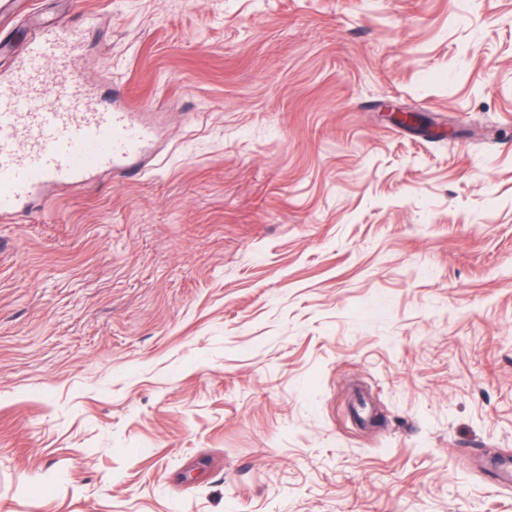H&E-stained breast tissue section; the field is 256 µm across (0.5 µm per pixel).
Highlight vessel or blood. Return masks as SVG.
<instances>
[{
    "mask_svg": "<svg viewBox=\"0 0 512 512\" xmlns=\"http://www.w3.org/2000/svg\"><path fill=\"white\" fill-rule=\"evenodd\" d=\"M67 34L46 30L0 72V222L28 212L49 185H77L101 170L128 177L151 131L130 109L96 101L74 73Z\"/></svg>",
    "mask_w": 512,
    "mask_h": 512,
    "instance_id": "b4317fda",
    "label": "vessel or blood"
}]
</instances>
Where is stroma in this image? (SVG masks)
I'll return each instance as SVG.
<instances>
[{
  "label": "stroma",
  "instance_id": "1",
  "mask_svg": "<svg viewBox=\"0 0 512 512\" xmlns=\"http://www.w3.org/2000/svg\"><path fill=\"white\" fill-rule=\"evenodd\" d=\"M46 27L155 139L0 223V512H512V0Z\"/></svg>",
  "mask_w": 512,
  "mask_h": 512
}]
</instances>
